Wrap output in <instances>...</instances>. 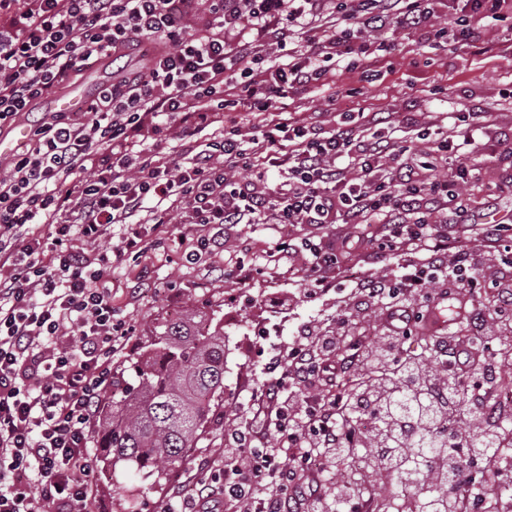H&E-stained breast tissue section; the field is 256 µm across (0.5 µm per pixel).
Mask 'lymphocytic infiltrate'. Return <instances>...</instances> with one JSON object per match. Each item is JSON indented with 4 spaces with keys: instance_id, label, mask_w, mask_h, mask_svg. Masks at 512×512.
Segmentation results:
<instances>
[{
    "instance_id": "f902f5d3",
    "label": "lymphocytic infiltrate",
    "mask_w": 512,
    "mask_h": 512,
    "mask_svg": "<svg viewBox=\"0 0 512 512\" xmlns=\"http://www.w3.org/2000/svg\"><path fill=\"white\" fill-rule=\"evenodd\" d=\"M329 0H0V124L20 121L31 106L62 91L76 73L110 56L136 54L142 69L119 74L81 112H55L29 129V139L0 176V512H91L98 459L91 425L112 385V357L129 334L112 314V294L75 242L96 244L112 226L121 231L112 254L140 253L150 224L172 213L224 237L242 224L288 229L342 223L347 234L326 243L308 237L313 287L343 272L351 233L372 224L378 248L422 254L412 270L357 282L356 293L379 306L386 342L366 350L350 335V312L335 328L295 337L275 348L254 383L251 419L224 442L222 486L193 479L174 487L162 512H214L215 495L242 512H325L330 485L342 484L345 512L373 499L370 473L387 469L388 445L373 424L385 396L379 375L408 360L404 343L426 324L435 339L422 381L438 404L454 377L466 398L457 418L490 426L489 400L498 377L497 337L480 335L485 321L512 311V276L490 279L500 308L478 315L470 335L447 337L435 305L412 307L409 295L435 280L476 287V242L500 248L512 220L464 230L466 208L442 212L432 201L476 179L465 155L481 149L475 130L485 112L469 114L463 129L428 140L423 158L408 163L411 140L367 136L362 124L319 134L294 123L288 188L272 202L263 156L280 123L273 94L327 77L323 60L350 48L354 27L382 34L388 22L430 30V0H338L345 28L317 37ZM453 42L474 41L486 20L512 16V0H448ZM239 90L225 98L226 87ZM234 108L260 113L249 138L230 129L211 151L189 162L162 151L156 136L178 129L191 140L224 121ZM249 171L246 180L238 171ZM55 227L52 242L34 225ZM357 410L359 423L348 422ZM454 453L435 464L442 479L453 470L469 497L475 459L469 434L449 428ZM369 447L362 478L337 481L347 448Z\"/></svg>"
}]
</instances>
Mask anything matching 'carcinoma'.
Returning a JSON list of instances; mask_svg holds the SVG:
<instances>
[{
  "label": "carcinoma",
  "mask_w": 512,
  "mask_h": 512,
  "mask_svg": "<svg viewBox=\"0 0 512 512\" xmlns=\"http://www.w3.org/2000/svg\"><path fill=\"white\" fill-rule=\"evenodd\" d=\"M224 326L215 316L192 314L181 323L163 325L162 332L129 360L132 382L100 405L95 431L103 461L133 468L153 487L163 486L181 469L204 432L215 408L224 404ZM424 368L412 359L383 409L382 419L415 418L426 424L412 445L401 451L381 489L385 509L392 507L394 489H410L423 512H443L444 494L422 471L428 457L451 448L433 430L442 411L408 380ZM512 444V425L499 433L476 435L475 446L491 455Z\"/></svg>",
  "instance_id": "carcinoma-1"
}]
</instances>
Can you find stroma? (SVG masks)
<instances>
[{
    "mask_svg": "<svg viewBox=\"0 0 512 512\" xmlns=\"http://www.w3.org/2000/svg\"><path fill=\"white\" fill-rule=\"evenodd\" d=\"M367 62L379 76L367 82L363 69H347L336 59L335 87L312 85L288 90L273 98L281 120L297 119L307 127L327 130L341 124L346 113L371 118L370 130L389 135L403 129L406 119L433 130L450 127L461 112H489L493 121L480 133L481 174L461 191L460 198L437 201V208L457 202L468 207L471 223L488 224L512 211V32L505 23L487 21L479 38L449 45L446 39L422 40L419 32L389 26L375 38ZM208 230L197 224H163L147 236L140 258L112 261L106 285L112 306L132 328L125 349L112 358L114 384L126 360L167 322L193 312L217 313L224 318L227 359L224 363V405L211 416L205 432L174 482L195 474L201 459L224 461V437L249 416V391L254 375L268 360L267 337L292 342L306 329L334 325L343 306L353 312L352 335L376 340L385 331L381 308L356 304L354 283L340 279L327 288L310 287L308 255L286 246V234L274 224H244L226 235L195 264L186 255ZM279 261H271V254ZM416 255L375 254L360 247L346 261L349 271L364 277L396 273L416 262ZM255 267L246 284L225 280L226 269ZM92 512H159L169 487L148 488L128 470L100 468Z\"/></svg>",
    "mask_w": 512,
    "mask_h": 512,
    "instance_id": "obj_1",
    "label": "stroma"
}]
</instances>
